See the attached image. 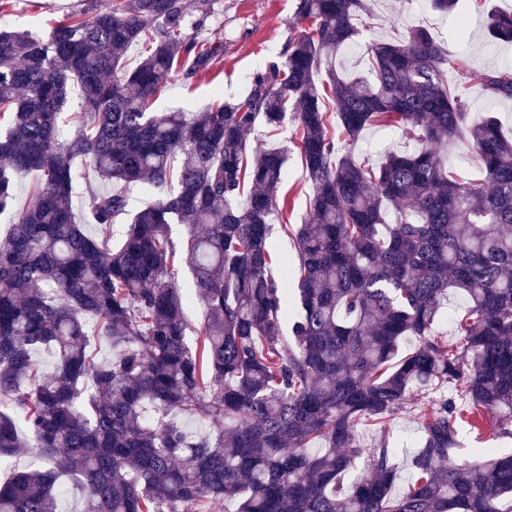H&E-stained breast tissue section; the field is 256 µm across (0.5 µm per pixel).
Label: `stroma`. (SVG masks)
Segmentation results:
<instances>
[{
    "label": "stroma",
    "mask_w": 512,
    "mask_h": 512,
    "mask_svg": "<svg viewBox=\"0 0 512 512\" xmlns=\"http://www.w3.org/2000/svg\"><path fill=\"white\" fill-rule=\"evenodd\" d=\"M190 10L185 33L190 37L210 40L220 46L221 53L212 69L194 75L175 72L157 96V110H205L219 100L243 99L253 76L269 63L282 62V52L291 36L300 31L295 12L298 0H212L208 15L193 11L194 0H185ZM84 0H7L0 7V26L13 27L38 36H48L54 27L80 16ZM499 9H512V0H460L454 12L444 14L425 8L417 10L411 0H376L372 16L357 22L360 35L351 48L340 51L335 59L337 70L356 76H367L370 66L366 46L372 38L389 35L405 37L412 26H427L441 43L447 58L462 62L471 70L512 68V45L492 39L486 29V15ZM466 18L469 35L457 37L458 18ZM295 124L285 121L277 131L256 126L247 136L249 149L284 148L288 155L284 179L278 199L284 204L275 214L273 240L281 258H294V243L281 230L282 225L302 224L309 210L310 183L295 146L292 133ZM414 142L400 129L371 126L353 147L356 158L377 163L387 151H410ZM498 425L487 418L478 427L460 425L459 459L469 460L475 449L494 446L499 453H512V438L493 439ZM419 438V425L414 411L397 416L389 428V444L396 448L403 474H410L409 460Z\"/></svg>",
    "instance_id": "obj_1"
}]
</instances>
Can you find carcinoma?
<instances>
[{
    "instance_id": "carcinoma-1",
    "label": "carcinoma",
    "mask_w": 512,
    "mask_h": 512,
    "mask_svg": "<svg viewBox=\"0 0 512 512\" xmlns=\"http://www.w3.org/2000/svg\"><path fill=\"white\" fill-rule=\"evenodd\" d=\"M373 2L299 0L305 27L284 63L204 112L153 109L183 59L196 73L217 55L182 35L185 0L90 4L47 40L0 30V215L12 224L0 244V512H59L68 483L84 512H503L512 455L454 450L462 421L512 422V138L491 115L469 119L463 95L474 79L489 100L512 101V70L471 72L417 26L372 40L371 78H349L332 57ZM487 29L512 43V11L490 12ZM74 87L86 111L64 141ZM289 113L311 196L307 220L284 225L296 257L276 280L270 220L286 155L251 153L245 135ZM373 124L417 146L360 163L349 146ZM457 138L481 163L475 183L444 160ZM77 160L113 186L89 198L94 236L71 206ZM16 171L40 176L21 210ZM143 181L153 201L132 213L125 187ZM173 224L188 225L186 240ZM178 259L206 310L194 347ZM450 288L469 304L452 348L436 334ZM407 336L419 343L403 354ZM444 384L469 407L417 408L419 449L397 493L395 450L362 446L357 428L386 433L415 390ZM183 414L224 428L191 432ZM25 448L35 463L13 467Z\"/></svg>"
}]
</instances>
